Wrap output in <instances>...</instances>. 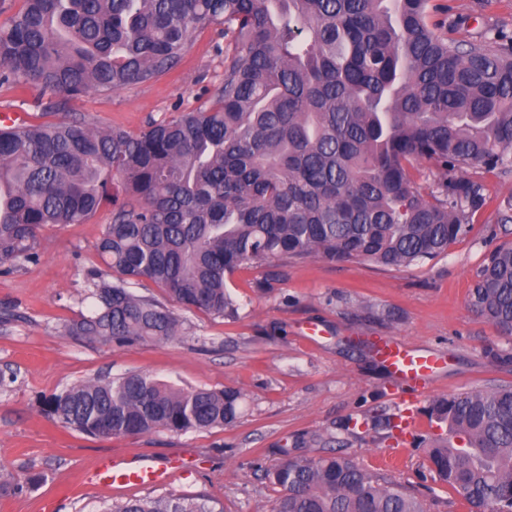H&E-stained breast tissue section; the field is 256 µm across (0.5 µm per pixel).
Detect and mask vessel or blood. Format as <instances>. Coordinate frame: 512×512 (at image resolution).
<instances>
[{
    "instance_id": "vessel-or-blood-1",
    "label": "vessel or blood",
    "mask_w": 512,
    "mask_h": 512,
    "mask_svg": "<svg viewBox=\"0 0 512 512\" xmlns=\"http://www.w3.org/2000/svg\"><path fill=\"white\" fill-rule=\"evenodd\" d=\"M377 352L389 366L399 385L414 393L425 390L443 362L440 355L423 352L394 340H381ZM172 478L167 464L140 465L125 459L104 460L93 474L94 481L106 487H154Z\"/></svg>"
}]
</instances>
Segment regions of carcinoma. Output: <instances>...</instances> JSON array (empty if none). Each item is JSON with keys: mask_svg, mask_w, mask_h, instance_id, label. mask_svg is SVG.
<instances>
[{"mask_svg": "<svg viewBox=\"0 0 512 512\" xmlns=\"http://www.w3.org/2000/svg\"><path fill=\"white\" fill-rule=\"evenodd\" d=\"M210 26L224 27V82L203 107L136 133L83 119L0 127V267L38 261L47 226L111 215L96 245L109 272L86 271L94 310L66 336L176 339L179 317L132 293L137 281L229 319L225 281L246 263L422 265L486 207L472 171L512 175V36L451 38L434 0H22L0 23V81L60 111L165 74ZM424 164L438 176L428 196ZM469 305L512 335V243L490 251ZM240 405L237 390L147 373L48 401L62 426L106 437L230 426ZM429 416L448 424L430 450L436 477L470 512H512V385L438 397ZM268 477L274 512H426L345 456L288 458ZM101 512L223 510L171 495Z\"/></svg>", "mask_w": 512, "mask_h": 512, "instance_id": "1", "label": "carcinoma"}]
</instances>
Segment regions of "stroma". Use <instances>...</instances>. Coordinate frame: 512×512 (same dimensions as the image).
<instances>
[{"label":"stroma","mask_w":512,"mask_h":512,"mask_svg":"<svg viewBox=\"0 0 512 512\" xmlns=\"http://www.w3.org/2000/svg\"><path fill=\"white\" fill-rule=\"evenodd\" d=\"M463 18L454 38L512 32V0H448ZM224 80L220 28L196 32L179 64L146 84L70 101L67 110L100 128L142 129L208 101ZM489 202L466 237L423 266L386 268L313 258L285 265L245 264L227 280L236 318L174 306L180 337L118 346L63 335L89 315V268L102 267L96 245L109 213L84 224L44 228L37 262L0 271V466L14 490L0 493V512H97L104 504L164 495L204 496L224 512H270L280 494L266 472L292 456L338 454L367 472L405 486L427 512H469L462 495L437 480L429 459L440 432L428 415L438 397L512 385V339L468 307L476 274L496 243L498 202L512 196V177L482 174ZM394 339L441 354L444 361L418 401L419 426L394 465V440L366 425L397 417L400 389L370 346ZM146 372L180 388H234L243 395L230 427L173 433L91 437L58 424L47 400L100 375ZM354 430H346L348 421ZM114 455L181 463L166 486L114 490L90 481Z\"/></svg>","instance_id":"1"}]
</instances>
